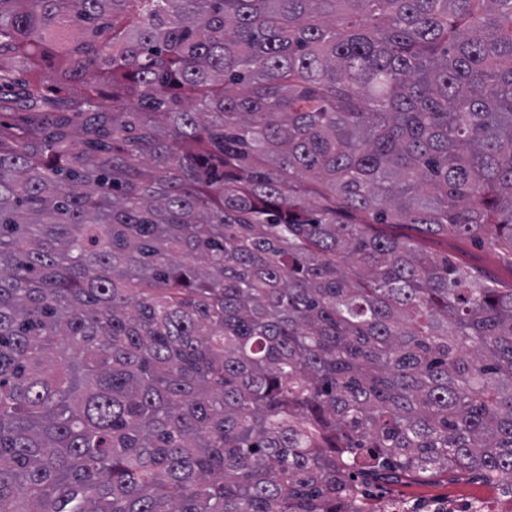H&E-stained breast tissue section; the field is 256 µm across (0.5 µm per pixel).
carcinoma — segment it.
Instances as JSON below:
<instances>
[{"instance_id": "carcinoma-1", "label": "carcinoma", "mask_w": 512, "mask_h": 512, "mask_svg": "<svg viewBox=\"0 0 512 512\" xmlns=\"http://www.w3.org/2000/svg\"><path fill=\"white\" fill-rule=\"evenodd\" d=\"M0 512L512 488V0H0ZM419 244L424 250L438 257H444L448 254V259L487 270L503 281L512 279L511 268L506 264L495 261L489 253L488 247L483 243L448 237V240L437 242L419 240Z\"/></svg>"}]
</instances>
